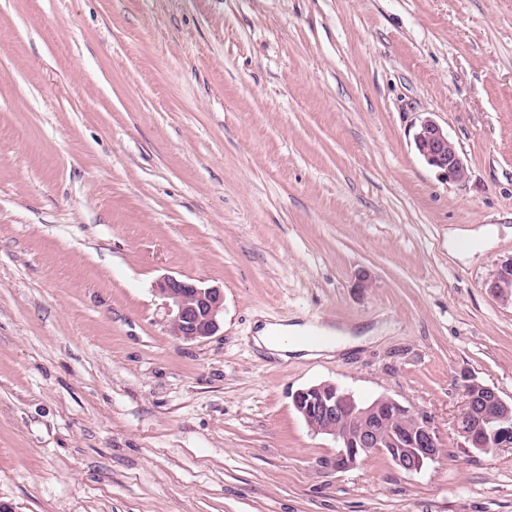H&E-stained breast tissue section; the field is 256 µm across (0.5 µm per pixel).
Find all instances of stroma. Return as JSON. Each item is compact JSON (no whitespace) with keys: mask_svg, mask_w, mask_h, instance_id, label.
Here are the masks:
<instances>
[{"mask_svg":"<svg viewBox=\"0 0 512 512\" xmlns=\"http://www.w3.org/2000/svg\"><path fill=\"white\" fill-rule=\"evenodd\" d=\"M434 118L467 177L416 153ZM474 244L458 260L449 240ZM512 0H0V502L14 512H512ZM224 290L172 336L158 281ZM363 346L285 362L252 324ZM331 382L418 410L420 472L292 403ZM485 286L498 301L505 304L512 303V257L495 265ZM463 398L452 423L455 433L485 454L511 448L512 403L503 401L490 386L472 379L463 385Z\"/></svg>","mask_w":512,"mask_h":512,"instance_id":"35a3bbf8","label":"stroma"}]
</instances>
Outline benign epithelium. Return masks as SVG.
<instances>
[{"label":"benign epithelium","mask_w":512,"mask_h":512,"mask_svg":"<svg viewBox=\"0 0 512 512\" xmlns=\"http://www.w3.org/2000/svg\"><path fill=\"white\" fill-rule=\"evenodd\" d=\"M413 140L418 154L448 180L466 178L467 168L456 145L435 119H422ZM485 286L498 301L512 303V257L495 265ZM157 291L165 299L170 329L177 338L196 341L219 331L224 289L165 276ZM463 398L452 423L455 433L485 454L511 448L512 403L472 379L463 385ZM293 405L313 432L336 440L339 451L332 466L338 471L353 468L365 456L382 453L400 470L413 473L444 452L445 443L427 417L387 396L367 405L334 383H321L296 391Z\"/></svg>","instance_id":"obj_1"}]
</instances>
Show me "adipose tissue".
Returning a JSON list of instances; mask_svg holds the SVG:
<instances>
[{"label": "adipose tissue", "instance_id": "obj_1", "mask_svg": "<svg viewBox=\"0 0 512 512\" xmlns=\"http://www.w3.org/2000/svg\"><path fill=\"white\" fill-rule=\"evenodd\" d=\"M254 343L270 355L287 359L288 355L304 353L318 357L324 353H333L348 344L342 333L329 328L318 327L311 323H270L259 325Z\"/></svg>", "mask_w": 512, "mask_h": 512}]
</instances>
